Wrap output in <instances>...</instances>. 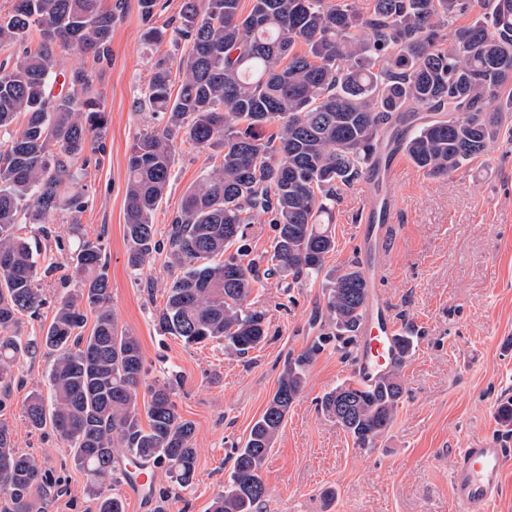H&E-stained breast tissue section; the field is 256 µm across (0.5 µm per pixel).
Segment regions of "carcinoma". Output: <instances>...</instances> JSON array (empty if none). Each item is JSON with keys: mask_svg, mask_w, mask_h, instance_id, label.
I'll return each instance as SVG.
<instances>
[{"mask_svg": "<svg viewBox=\"0 0 512 512\" xmlns=\"http://www.w3.org/2000/svg\"><path fill=\"white\" fill-rule=\"evenodd\" d=\"M102 0H16L0 19V387L15 381L16 358L53 356L52 399L25 400L29 425H52L73 449L75 466L93 484L97 512H125L105 493L115 464L130 457L193 484L194 426L177 411L172 389L147 385V424L138 408L146 378L137 337L118 327L109 306L108 261L101 237L82 233L70 265L79 280L62 297L44 334L25 344L9 334L43 305L31 239L21 219L51 224L65 213L75 227L86 193L70 189L90 175L95 142L108 125L94 76L111 59L116 12ZM182 0L172 34L192 44L177 66L158 59L142 104L167 117L137 136L127 161L125 236L128 264L143 267L159 246L154 217L171 180L179 137L220 164L183 195L168 224L167 252L181 269L157 313L161 332L190 347L217 343L246 356L266 335L265 315L251 308L256 263H244L245 229L254 217L275 225L272 275L318 278L336 248L329 230L341 187L367 175L378 132L397 137L426 175L456 172L484 155L512 112V0H484L464 27L470 0ZM78 64L58 71V52ZM181 76L172 95V71ZM65 82L54 92L58 75ZM25 122L18 126V115ZM278 123L268 136L267 125ZM238 245L234 254L228 252ZM369 288L359 266L332 269L327 307L334 336L360 329ZM95 314L84 335L86 311ZM322 343L288 362L263 413L235 451L212 512H257L267 497L261 473L288 410L305 385V367ZM404 395L399 368L371 386L345 381L327 392L322 410L361 448L391 426ZM56 482L35 456L15 448L0 424V497L6 512H33Z\"/></svg>", "mask_w": 512, "mask_h": 512, "instance_id": "1", "label": "carcinoma"}]
</instances>
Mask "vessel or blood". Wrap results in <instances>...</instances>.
<instances>
[{
	"mask_svg": "<svg viewBox=\"0 0 512 512\" xmlns=\"http://www.w3.org/2000/svg\"><path fill=\"white\" fill-rule=\"evenodd\" d=\"M374 165L376 172L364 182L377 203L368 208L361 228L363 265L373 290L362 318V338L354 380L360 385L373 384L403 359L398 344L401 324L389 299L375 285L380 280L383 260L392 236V226L401 210L399 177L403 169L402 151L380 138ZM512 467V452L494 440L460 449L450 472V495L456 512H492L504 491V479ZM124 489L141 498L146 508H154V468L149 463H128L124 470Z\"/></svg>",
	"mask_w": 512,
	"mask_h": 512,
	"instance_id": "1",
	"label": "vessel or blood"
}]
</instances>
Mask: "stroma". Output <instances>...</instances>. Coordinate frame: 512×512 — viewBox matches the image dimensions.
<instances>
[{
    "mask_svg": "<svg viewBox=\"0 0 512 512\" xmlns=\"http://www.w3.org/2000/svg\"><path fill=\"white\" fill-rule=\"evenodd\" d=\"M123 2L112 28L111 62L94 82L109 119L100 165L86 179L88 206L80 222L88 236H101L106 245L112 313L119 327L138 338L148 382L179 378L174 401L195 427L193 486L181 489L158 469V512H210L235 447L264 411L285 364L317 340L323 347L263 467L268 496L259 512H455L448 482L457 450L491 439L512 449V425L491 419L512 399V135L502 134L485 155L448 176H426L411 163L401 176L403 210L382 289L395 315L419 335L400 368L404 397L392 425L375 447H357L320 407L326 392L350 380L356 351L355 341L333 334L324 278L264 279L250 302L265 313L268 336L261 349L244 357L213 345L187 347L157 329L156 313L177 270L163 250L139 271L127 263V160L137 135L164 125L162 116L136 106L154 58H184L191 46L168 38L149 45L143 37L148 27L163 28L176 18L180 0H160L148 22L137 0ZM220 159V150L175 141L171 183L155 215L158 230L166 229L184 192ZM370 205L361 182L341 188L328 268L360 260L357 215ZM76 244L69 219L57 218L37 256L39 265H56L39 282L40 316L21 318L12 335H42L60 297L75 290L68 257ZM51 364L42 353L19 354L21 382L0 406V422L19 451L33 454L61 479L33 512H96L72 448L52 429H32L23 413L29 394H47Z\"/></svg>",
    "mask_w": 512,
    "mask_h": 512,
    "instance_id": "1",
    "label": "stroma"
}]
</instances>
